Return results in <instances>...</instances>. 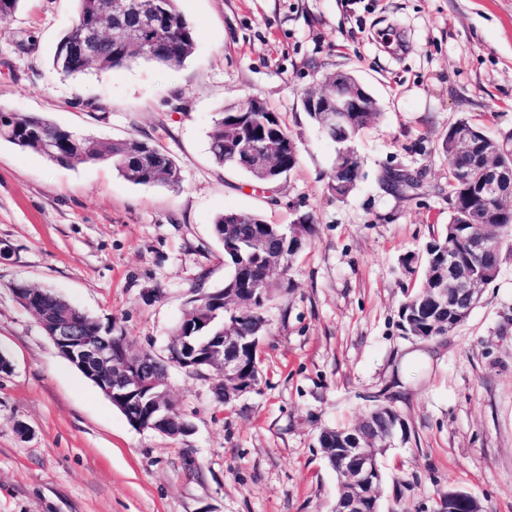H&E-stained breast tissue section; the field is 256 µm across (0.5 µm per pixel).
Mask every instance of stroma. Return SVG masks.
<instances>
[{"label": "stroma", "instance_id": "1", "mask_svg": "<svg viewBox=\"0 0 512 512\" xmlns=\"http://www.w3.org/2000/svg\"><path fill=\"white\" fill-rule=\"evenodd\" d=\"M195 36L183 66L136 60L110 73L52 68L76 0H20L0 19V106L76 135L136 136L170 155L180 186L135 185L107 163L61 166L0 141V512H333L322 431L392 406L403 422L380 457L381 512H437L456 487L512 512V240L497 279L447 335H406L419 277L402 264L448 222V157L460 120L512 133V0H178ZM346 72L379 117L353 143L362 176L327 188L336 145L303 91ZM263 99L299 148L266 190L217 165L209 132L225 106ZM388 170L421 172L388 192ZM226 211L271 224L310 215L315 234L288 292L264 316L259 383L221 404L214 375L169 368L195 430L134 429L45 334L12 288L49 290L132 348L166 354L197 290L222 289ZM422 351L418 367L403 354Z\"/></svg>", "mask_w": 512, "mask_h": 512}]
</instances>
